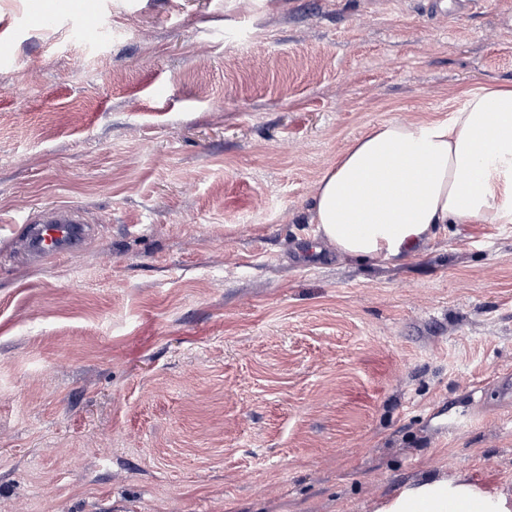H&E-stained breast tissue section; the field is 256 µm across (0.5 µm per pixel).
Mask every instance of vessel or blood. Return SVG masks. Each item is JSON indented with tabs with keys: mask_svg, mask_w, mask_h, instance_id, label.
Listing matches in <instances>:
<instances>
[{
	"mask_svg": "<svg viewBox=\"0 0 512 512\" xmlns=\"http://www.w3.org/2000/svg\"><path fill=\"white\" fill-rule=\"evenodd\" d=\"M52 2L32 0L28 22L34 26L52 23L56 16ZM88 234L79 210L71 206H56L44 212L37 227L27 231L21 243L36 262L54 256L70 258L79 251Z\"/></svg>",
	"mask_w": 512,
	"mask_h": 512,
	"instance_id": "obj_1",
	"label": "vessel or blood"
}]
</instances>
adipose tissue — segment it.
Wrapping results in <instances>:
<instances>
[{
    "label": "adipose tissue",
    "instance_id": "obj_1",
    "mask_svg": "<svg viewBox=\"0 0 512 512\" xmlns=\"http://www.w3.org/2000/svg\"><path fill=\"white\" fill-rule=\"evenodd\" d=\"M312 222L338 253L392 264L445 225L512 224V86L470 93L445 121L365 132L322 176ZM375 512H512V503L457 478L427 477Z\"/></svg>",
    "mask_w": 512,
    "mask_h": 512
}]
</instances>
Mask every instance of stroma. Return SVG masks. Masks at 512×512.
I'll return each instance as SVG.
<instances>
[{
	"label": "stroma",
	"instance_id": "obj_1",
	"mask_svg": "<svg viewBox=\"0 0 512 512\" xmlns=\"http://www.w3.org/2000/svg\"><path fill=\"white\" fill-rule=\"evenodd\" d=\"M0 0V512H371L512 499V224L400 264L318 242L329 165L512 85V0ZM93 226L24 259L48 206ZM55 0H33L27 20L31 25L44 26L55 20L56 11L52 7ZM375 512H510L508 499L456 479L427 477L376 505Z\"/></svg>",
	"mask_w": 512,
	"mask_h": 512
}]
</instances>
